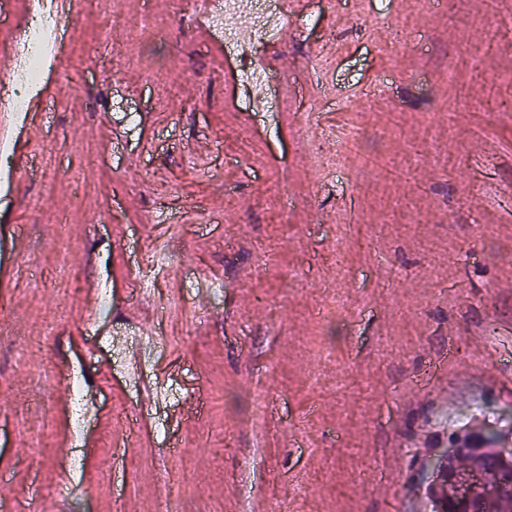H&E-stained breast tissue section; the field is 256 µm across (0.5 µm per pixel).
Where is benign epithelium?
Instances as JSON below:
<instances>
[{
	"mask_svg": "<svg viewBox=\"0 0 512 512\" xmlns=\"http://www.w3.org/2000/svg\"><path fill=\"white\" fill-rule=\"evenodd\" d=\"M448 484L455 500L465 506L477 504L481 512H498L501 505L512 500V482L492 476L476 464L448 474Z\"/></svg>",
	"mask_w": 512,
	"mask_h": 512,
	"instance_id": "7a95c632",
	"label": "benign epithelium"
}]
</instances>
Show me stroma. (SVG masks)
Here are the masks:
<instances>
[{
  "label": "stroma",
  "mask_w": 512,
  "mask_h": 512,
  "mask_svg": "<svg viewBox=\"0 0 512 512\" xmlns=\"http://www.w3.org/2000/svg\"><path fill=\"white\" fill-rule=\"evenodd\" d=\"M284 23L278 110L254 114L206 18L69 14L36 170L0 190V512H431L454 416L512 428V0H288ZM353 128L371 173L329 166ZM163 238L174 267L139 296ZM198 272L223 289L198 296ZM133 311L168 338L177 402L111 362L101 326ZM41 368L88 380L82 434Z\"/></svg>",
  "instance_id": "obj_1"
}]
</instances>
